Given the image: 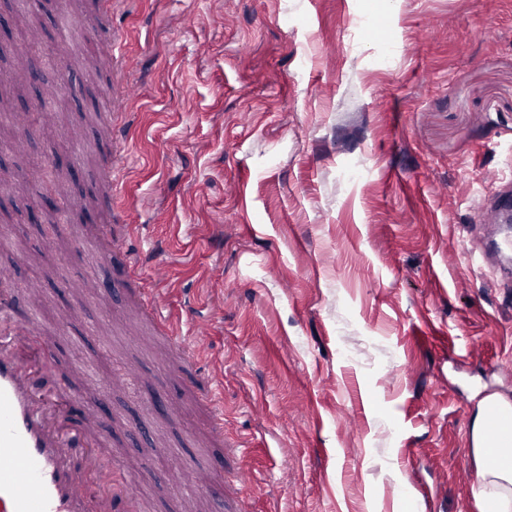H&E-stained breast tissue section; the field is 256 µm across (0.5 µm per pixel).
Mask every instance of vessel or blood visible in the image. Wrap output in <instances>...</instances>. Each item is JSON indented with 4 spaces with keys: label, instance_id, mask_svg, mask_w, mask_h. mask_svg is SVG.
<instances>
[{
    "label": "vessel or blood",
    "instance_id": "b4317fda",
    "mask_svg": "<svg viewBox=\"0 0 512 512\" xmlns=\"http://www.w3.org/2000/svg\"><path fill=\"white\" fill-rule=\"evenodd\" d=\"M108 187L121 185L131 170L127 152L108 145ZM141 312L156 334L170 338L186 366H193L198 342L182 338L162 310L158 289H145ZM50 344L37 316L14 311L0 298V512H127L126 494L116 491L103 463L107 440L90 419L68 428L74 400L62 389L44 395L28 362L44 361ZM200 395L211 431L224 434L222 394L207 381Z\"/></svg>",
    "mask_w": 512,
    "mask_h": 512
}]
</instances>
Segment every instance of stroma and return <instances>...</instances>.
<instances>
[{
    "mask_svg": "<svg viewBox=\"0 0 512 512\" xmlns=\"http://www.w3.org/2000/svg\"><path fill=\"white\" fill-rule=\"evenodd\" d=\"M97 16L98 0H0V42L41 44L16 111L54 109L24 150L62 153L91 217L31 224L34 188H0V295L41 314L43 387L80 391L87 357L138 370L105 390V456L144 470V512H175L172 469L223 477L233 441L253 512H473L472 418L486 394L512 400V277L483 259L512 214L488 179L512 174V0H112L113 65ZM115 112L133 115L132 174L111 208ZM107 224L122 246L98 262ZM147 238L163 276L124 283ZM144 285L182 332L207 320L224 445L134 309Z\"/></svg>",
    "mask_w": 512,
    "mask_h": 512,
    "instance_id": "stroma-1",
    "label": "stroma"
}]
</instances>
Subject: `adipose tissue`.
I'll return each instance as SVG.
<instances>
[{
    "label": "adipose tissue",
    "mask_w": 512,
    "mask_h": 512,
    "mask_svg": "<svg viewBox=\"0 0 512 512\" xmlns=\"http://www.w3.org/2000/svg\"><path fill=\"white\" fill-rule=\"evenodd\" d=\"M492 406L502 413L512 414V401L492 396L479 406L474 416L470 443L479 484L473 491V497L477 512H512V459L497 464L490 461L494 445L512 444V430L494 435L488 432L486 418Z\"/></svg>",
    "instance_id": "obj_1"
}]
</instances>
